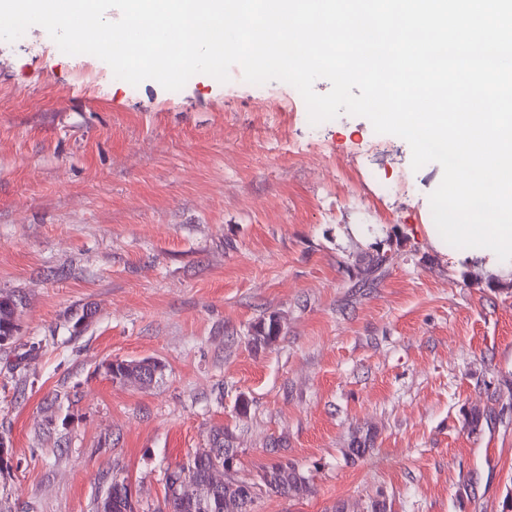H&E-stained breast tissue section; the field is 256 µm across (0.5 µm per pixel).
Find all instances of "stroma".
<instances>
[{"instance_id": "obj_1", "label": "stroma", "mask_w": 512, "mask_h": 512, "mask_svg": "<svg viewBox=\"0 0 512 512\" xmlns=\"http://www.w3.org/2000/svg\"><path fill=\"white\" fill-rule=\"evenodd\" d=\"M50 41L0 40V506L94 512L117 477L161 512L221 428L236 479L311 480L252 512H512V267L433 247L441 166L277 80L131 88ZM145 358L153 384L107 371ZM20 304L21 301H18L14 295L0 293V337L2 333H10L7 343L16 337L20 329L17 313ZM269 479L264 481V478ZM260 481L266 492L281 496L303 497L311 493L310 478L291 462L277 463L263 470Z\"/></svg>"}]
</instances>
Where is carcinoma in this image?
<instances>
[{"instance_id":"1","label":"carcinoma","mask_w":512,"mask_h":512,"mask_svg":"<svg viewBox=\"0 0 512 512\" xmlns=\"http://www.w3.org/2000/svg\"><path fill=\"white\" fill-rule=\"evenodd\" d=\"M18 299L12 294L0 293V334H9L14 339L19 331ZM280 332V324L274 317L261 322L252 336L254 346H268L276 341ZM112 379L124 382L127 380L142 381L140 372L133 362L118 361L108 366ZM372 443V435L367 433L353 438L347 455L354 459L365 454ZM235 453L230 447L228 435L224 429L213 431L210 447L202 448L188 456L186 462L175 466L171 473L165 475V509L167 512H237L240 500L252 505L255 495L250 489L255 487L247 481L229 480L221 485L213 482L214 469L224 464V456ZM186 473L192 483L201 489L214 488L206 506H200L194 495L173 489L171 476ZM260 478L266 492L281 496L303 497L311 493L310 478L300 472L295 465L286 461L277 463L263 470ZM95 512H136L132 498L129 497L128 485L125 480L112 478L104 493L97 498Z\"/></svg>"}]
</instances>
